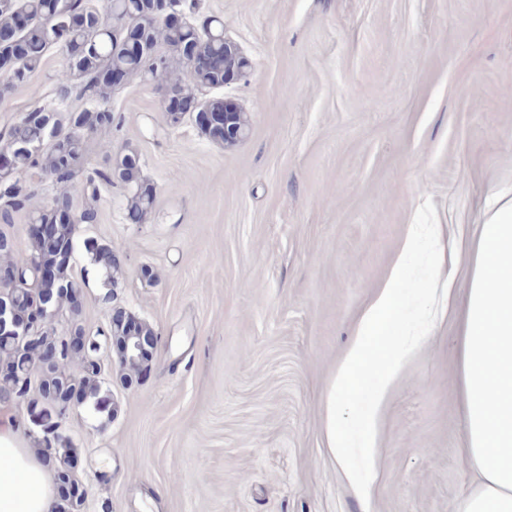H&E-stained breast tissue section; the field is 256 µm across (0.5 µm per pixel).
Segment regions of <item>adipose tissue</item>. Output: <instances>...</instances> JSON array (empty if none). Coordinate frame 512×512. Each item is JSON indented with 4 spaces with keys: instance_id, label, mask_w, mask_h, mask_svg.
I'll return each mask as SVG.
<instances>
[{
    "instance_id": "ef3b65f1",
    "label": "adipose tissue",
    "mask_w": 512,
    "mask_h": 512,
    "mask_svg": "<svg viewBox=\"0 0 512 512\" xmlns=\"http://www.w3.org/2000/svg\"><path fill=\"white\" fill-rule=\"evenodd\" d=\"M441 243L436 224L410 225L390 269L360 311L354 338L322 399L325 446L362 501L376 482L378 418L407 360L453 312L458 327L470 490L455 512H512V194H492L466 254L450 249L438 260L435 288L403 291L422 240ZM466 261L465 303L455 274ZM50 473L24 448L18 426L0 416V512H51Z\"/></svg>"
}]
</instances>
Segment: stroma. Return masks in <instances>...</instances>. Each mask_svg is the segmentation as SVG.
<instances>
[{
  "label": "stroma",
  "mask_w": 512,
  "mask_h": 512,
  "mask_svg": "<svg viewBox=\"0 0 512 512\" xmlns=\"http://www.w3.org/2000/svg\"><path fill=\"white\" fill-rule=\"evenodd\" d=\"M251 59L227 87L249 113L231 151L193 120L170 126L155 84L109 91L110 129L87 138L86 171L131 148L157 196L126 215L101 183L80 227L121 254L108 283L83 248L68 273L98 340L99 394L61 422L87 490L83 512H454L464 489L455 323L406 364L380 419V479L364 507L324 446L320 400L359 310L412 224L475 238L489 190L512 186V0H199ZM52 47L0 100L3 131L49 92ZM42 182L0 219L28 254ZM155 277H142L143 267ZM149 324L147 374L125 386L101 336L110 304Z\"/></svg>",
  "instance_id": "35a3bbf8"
}]
</instances>
